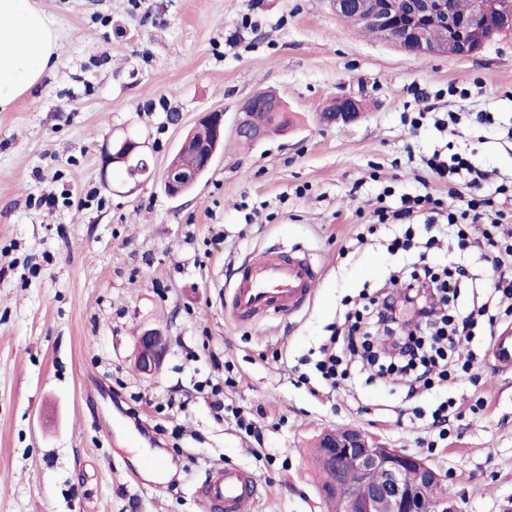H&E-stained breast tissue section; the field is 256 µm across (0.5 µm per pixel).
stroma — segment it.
Here are the masks:
<instances>
[{
  "label": "stroma",
  "mask_w": 512,
  "mask_h": 512,
  "mask_svg": "<svg viewBox=\"0 0 512 512\" xmlns=\"http://www.w3.org/2000/svg\"><path fill=\"white\" fill-rule=\"evenodd\" d=\"M35 3L61 48L0 111V512H207L199 490L224 465L258 482L244 512H331L312 453L345 426L426 457L458 512H512V372L488 356L487 320L459 350L477 356L469 371L419 394L356 373L311 393L343 313L402 264L387 243L404 227L375 209L454 185L426 158L488 171L483 191L512 226V33L421 57L329 0ZM262 91L292 124L248 145L238 111ZM346 95L361 119L322 125ZM214 109L223 147L170 198L166 164ZM130 132L150 163L136 187L102 172L103 149ZM263 251L309 259L314 293L292 315L234 322V270ZM152 328L171 349L145 376L134 360ZM447 400V423L430 426Z\"/></svg>",
  "instance_id": "1"
}]
</instances>
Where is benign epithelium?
<instances>
[{"mask_svg":"<svg viewBox=\"0 0 512 512\" xmlns=\"http://www.w3.org/2000/svg\"><path fill=\"white\" fill-rule=\"evenodd\" d=\"M336 13L354 12L363 26L385 27L392 33L391 43L399 49L418 54L426 50V39L434 30L446 35L440 45L443 54L465 57L477 47L466 33L486 23L499 11V0H474L472 11L458 14L446 6V0H332ZM285 112V103L270 93L249 98L240 108V131L259 141L265 135L252 114ZM360 103L352 96L337 99L335 107L321 113L329 125L346 126L361 118ZM224 140V111L202 114L193 129L181 141L178 151L192 154L196 168L185 169L176 159L169 160L162 181L167 195L180 197L191 190L210 169L218 145ZM145 143L127 139L102 155V167L126 161L135 152H144ZM169 351V342L160 331L149 329L140 336L136 357L138 369L154 373ZM325 463L334 467L332 492L339 512H457L448 498L442 475L425 458L399 448H385L373 442L359 428L326 432L319 441Z\"/></svg>","mask_w":512,"mask_h":512,"instance_id":"7a95c632","label":"benign epithelium"}]
</instances>
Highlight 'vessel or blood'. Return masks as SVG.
Returning <instances> with one entry per match:
<instances>
[{
  "label": "vessel or blood",
  "mask_w": 512,
  "mask_h": 512,
  "mask_svg": "<svg viewBox=\"0 0 512 512\" xmlns=\"http://www.w3.org/2000/svg\"><path fill=\"white\" fill-rule=\"evenodd\" d=\"M317 277V269L304 258L267 253L247 258L236 270L226 311L240 323L259 320L272 311L295 313L309 301ZM489 356L497 367L512 369V327L493 336ZM200 495L209 512H242L246 504L256 501L259 487L249 472L218 466Z\"/></svg>",
  "instance_id": "1"
}]
</instances>
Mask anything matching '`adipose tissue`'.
Here are the masks:
<instances>
[{
	"mask_svg": "<svg viewBox=\"0 0 512 512\" xmlns=\"http://www.w3.org/2000/svg\"><path fill=\"white\" fill-rule=\"evenodd\" d=\"M59 36L33 0H0V110L41 81Z\"/></svg>",
	"mask_w": 512,
	"mask_h": 512,
	"instance_id": "adipose-tissue-1",
	"label": "adipose tissue"
}]
</instances>
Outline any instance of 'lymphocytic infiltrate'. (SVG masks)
I'll return each mask as SVG.
<instances>
[{
	"label": "lymphocytic infiltrate",
	"mask_w": 512,
	"mask_h": 512,
	"mask_svg": "<svg viewBox=\"0 0 512 512\" xmlns=\"http://www.w3.org/2000/svg\"><path fill=\"white\" fill-rule=\"evenodd\" d=\"M428 167L441 178L467 173V197L448 193L462 200L461 211L449 213L448 227L460 245L491 252L485 289L491 301L511 314L512 243L501 244L495 237L500 219L490 216V201L480 193L483 173L459 156L448 161L433 156ZM481 220L486 223L481 238L470 239L468 222ZM389 282L390 290L345 315L338 341L321 347L316 369L328 386H336L357 365L385 382L399 377L411 393L428 387L433 378L444 379L452 372L457 347L470 342L476 319L487 311L482 305L464 315L451 313L457 297L453 272H437L425 253L394 272Z\"/></svg>",
	"instance_id": "1"
}]
</instances>
